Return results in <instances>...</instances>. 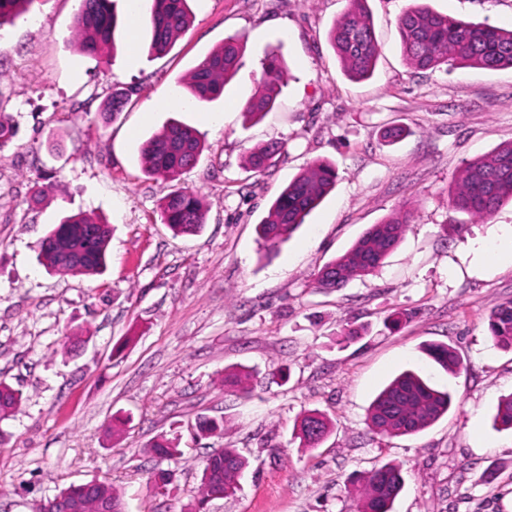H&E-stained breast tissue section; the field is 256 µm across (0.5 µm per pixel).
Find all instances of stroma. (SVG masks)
Here are the masks:
<instances>
[{
  "instance_id": "1",
  "label": "stroma",
  "mask_w": 512,
  "mask_h": 512,
  "mask_svg": "<svg viewBox=\"0 0 512 512\" xmlns=\"http://www.w3.org/2000/svg\"><path fill=\"white\" fill-rule=\"evenodd\" d=\"M412 0H367L380 56L374 75L343 71L329 31L348 0H190V27L161 56L148 52V0H116V52L82 53L69 24L79 0H34L0 27V112L17 135L0 150V380L20 407L0 418V512L98 481L126 512H186L207 455L238 449L249 461L235 494L206 512H354L363 472L400 465L393 512H512V431L493 426L512 392V351L487 338L489 313L512 299V266L477 267L469 241L512 224V203L491 221L448 204L470 159L512 141V70H414L398 17ZM459 19L512 29V0H429ZM245 38L222 97L195 108L192 68L225 37ZM279 46L288 81L274 108L247 121L267 48ZM124 88L123 111L103 106ZM218 114L222 126L207 123ZM196 128L206 148L179 183L146 176L139 147L171 120ZM410 134L395 144L384 127ZM286 149L264 173L249 150ZM336 166V186L277 252L256 232L288 182L316 160ZM45 195L31 205L36 186ZM199 192L207 221L173 236L158 204L174 187ZM411 213L399 246L365 279L333 292L318 271L371 226ZM83 211L112 228L105 273L47 272L37 244L62 217ZM411 312L392 330V312ZM361 329L351 344L343 327ZM453 347L458 374L427 355ZM247 367L248 393L225 390L224 371ZM411 369L455 403L412 435L381 436L367 409L395 375ZM306 410L335 428L316 448L292 439ZM224 423L196 436L198 417ZM181 456L149 451L158 437ZM173 477L150 482L158 467Z\"/></svg>"
}]
</instances>
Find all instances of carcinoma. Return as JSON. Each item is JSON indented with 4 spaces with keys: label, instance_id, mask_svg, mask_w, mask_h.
<instances>
[{
    "label": "carcinoma",
    "instance_id": "1",
    "mask_svg": "<svg viewBox=\"0 0 512 512\" xmlns=\"http://www.w3.org/2000/svg\"><path fill=\"white\" fill-rule=\"evenodd\" d=\"M149 16V52L166 54L177 37L191 24L193 16L188 0H151ZM367 0H348V8L329 32V42L344 72L353 79L373 75L380 55L377 40L366 9ZM34 0H0V27L26 13ZM117 18L112 0H80L70 22V32L86 53L104 56L114 44ZM402 53L416 70L443 65L475 69H512V29L487 23H475L434 11L424 0L404 11L397 20ZM244 36L232 35L212 50L191 70L188 87L199 102H210L224 95V87L234 76L243 48ZM287 73L279 55L272 51L263 62L258 90L245 101L244 114L259 120L271 111L286 84ZM17 133L11 120L0 113V150L13 142ZM284 146L272 143L248 152L247 163L262 172L274 165ZM204 150L201 134L178 121L146 139L140 146L143 172L176 181L196 165ZM336 168L328 160H317L297 174L257 225L262 245L276 250L288 241L306 218L332 190ZM512 201V142L498 146L488 155L469 160L460 170L455 187L448 196L450 206L479 220L493 216L505 202ZM162 223L176 235H195L206 224V213L198 193L176 190L162 198ZM410 223V213L400 210L387 220L371 225L342 255L326 263L315 278L314 288H341L354 278L373 273L393 251ZM110 226L95 222L83 213L71 214L56 225L38 245V263L49 272L78 275L100 273L107 263ZM487 337L497 348L512 350V300L491 311ZM427 355L445 372L459 371L463 363L457 352L445 344H431ZM23 393L0 382V415L7 416L21 405ZM453 404V395L440 390L418 373L407 370L391 380L375 397L367 410V425L379 435H415L438 422ZM493 425L512 429V393L500 398ZM333 423L326 414L312 410L301 413L293 427L294 439L301 448H315L331 431ZM161 459L179 455L176 445L167 440L151 444ZM248 459L234 448L213 451L206 459L200 496L191 512H203L212 499L234 491L238 479L248 467ZM403 488L400 466L386 463L366 472L357 497V512H392ZM58 495L73 501L77 512H106L121 506L120 497L110 486L99 494H88L71 485Z\"/></svg>",
    "mask_w": 512,
    "mask_h": 512
}]
</instances>
